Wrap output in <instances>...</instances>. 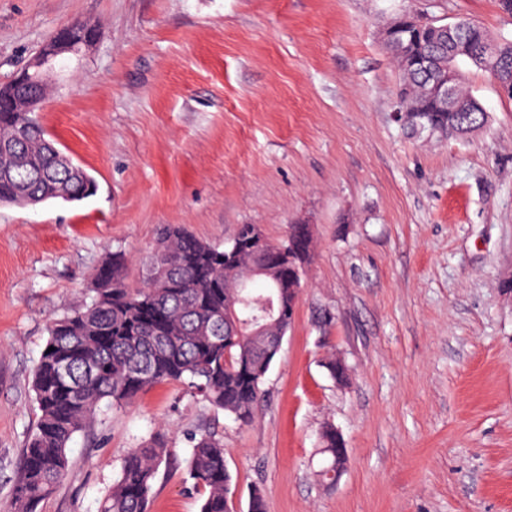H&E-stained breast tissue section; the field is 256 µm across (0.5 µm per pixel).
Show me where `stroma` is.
<instances>
[{
    "label": "stroma",
    "instance_id": "stroma-1",
    "mask_svg": "<svg viewBox=\"0 0 512 512\" xmlns=\"http://www.w3.org/2000/svg\"><path fill=\"white\" fill-rule=\"evenodd\" d=\"M401 13L512 39L498 0H0V83L60 28L94 29L50 72L39 119L97 183L79 202L0 205V508L37 422L49 324L90 301L112 253L137 285L160 225L221 245L241 224L280 242L301 222L314 251L252 422L183 384L101 404L37 512H100L158 432L177 464L148 512H199L184 462L204 431L240 512L255 487L266 512H512V99L460 64L487 125L410 135L380 39ZM326 423L349 456L330 487L314 476Z\"/></svg>",
    "mask_w": 512,
    "mask_h": 512
}]
</instances>
